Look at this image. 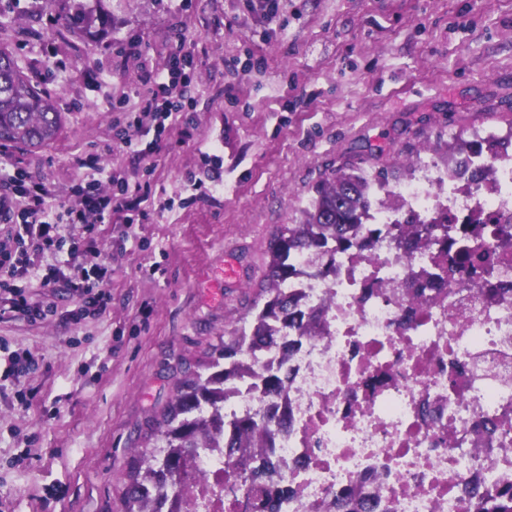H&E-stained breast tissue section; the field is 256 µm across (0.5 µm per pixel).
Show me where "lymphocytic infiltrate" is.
I'll return each mask as SVG.
<instances>
[{
	"label": "lymphocytic infiltrate",
	"mask_w": 512,
	"mask_h": 512,
	"mask_svg": "<svg viewBox=\"0 0 512 512\" xmlns=\"http://www.w3.org/2000/svg\"><path fill=\"white\" fill-rule=\"evenodd\" d=\"M195 70L193 52L178 46L166 72L153 78L139 115L127 117L124 128L117 133L127 153L146 160L159 148L170 122L193 108L194 100L187 89ZM151 193V183L132 186L109 173L80 180L73 189V200L55 203L42 180L0 151V223L19 224L24 229L12 247H0V290L9 294L7 301H0V316L12 311L32 323L47 321L52 309L29 303L23 290L16 288V280L56 287L64 275L62 254L94 251L84 239L71 235L73 226L100 224L112 216L125 224L147 223L149 213L143 203ZM111 279V265L93 263L89 276L72 285L81 306L105 309V288Z\"/></svg>",
	"instance_id": "1"
}]
</instances>
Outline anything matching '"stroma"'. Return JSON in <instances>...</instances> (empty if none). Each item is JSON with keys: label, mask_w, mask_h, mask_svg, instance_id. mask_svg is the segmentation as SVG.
<instances>
[{"label": "stroma", "mask_w": 512, "mask_h": 512, "mask_svg": "<svg viewBox=\"0 0 512 512\" xmlns=\"http://www.w3.org/2000/svg\"><path fill=\"white\" fill-rule=\"evenodd\" d=\"M105 27L72 39L31 0L0 13V46L55 93L59 138L9 148L67 200L101 167L151 182L150 223L77 225L112 266L105 310L80 311L68 279L34 303L55 315L0 318V343L29 353L33 399L0 392V512H120L128 476L186 371L208 360L265 279L270 234L299 220L334 172L408 176L455 135L512 127V0H103ZM196 57L194 111L150 164L115 139L177 42ZM97 79L83 77L85 69ZM223 184L207 185L212 169ZM201 180L199 190L188 178ZM236 276L225 279L226 267Z\"/></svg>", "instance_id": "stroma-1"}]
</instances>
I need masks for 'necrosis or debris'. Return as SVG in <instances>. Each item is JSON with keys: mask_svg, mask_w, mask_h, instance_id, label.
<instances>
[{"mask_svg": "<svg viewBox=\"0 0 512 512\" xmlns=\"http://www.w3.org/2000/svg\"><path fill=\"white\" fill-rule=\"evenodd\" d=\"M440 214L447 250L415 247L407 216ZM479 244L492 274L457 260ZM291 267L284 288L316 325L268 320L270 343L224 381L223 431L191 459L182 495H151L154 512H245L279 494L281 512H332L346 495L362 512H472L512 487V139L450 164L419 154L408 178L371 186L352 247ZM245 416L271 420L263 450L278 466L250 491L224 450Z\"/></svg>", "mask_w": 512, "mask_h": 512, "instance_id": "necrosis-or-debris-1", "label": "necrosis or debris"}]
</instances>
